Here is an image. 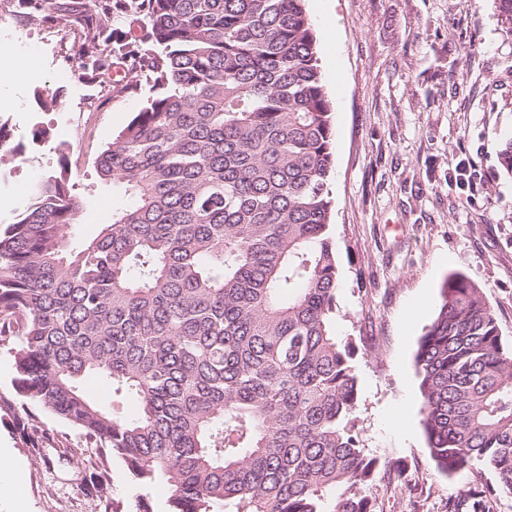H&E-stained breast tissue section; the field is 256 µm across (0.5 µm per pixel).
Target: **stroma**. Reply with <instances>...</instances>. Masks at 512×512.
Wrapping results in <instances>:
<instances>
[{
    "mask_svg": "<svg viewBox=\"0 0 512 512\" xmlns=\"http://www.w3.org/2000/svg\"><path fill=\"white\" fill-rule=\"evenodd\" d=\"M332 107L335 162L328 189L339 283L336 327L357 345L355 417L381 471L402 467L401 489L379 488V512H448L462 490L495 483L490 472L438 473L420 423L417 343L441 304L440 288L459 273L481 288L505 345L512 348V179L497 150L512 139V32L497 0H334L321 14L306 0ZM32 54L36 73L18 76L0 102V120L21 155L0 168V222H13L33 182L58 168L70 146L71 182L81 203L70 247L97 235L129 203L123 187L99 180L96 155L153 96L107 93L82 76L77 31L0 16V43ZM57 97L45 110L42 100ZM52 131L36 141L39 126ZM15 359L0 343V445L24 468L28 512H168L165 482L137 485L109 449L14 389ZM84 395L122 419L129 395L98 378ZM40 428L24 437L19 415ZM106 473L109 488L95 482Z\"/></svg>",
    "mask_w": 512,
    "mask_h": 512,
    "instance_id": "stroma-1",
    "label": "stroma"
}]
</instances>
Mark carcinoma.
<instances>
[{"mask_svg":"<svg viewBox=\"0 0 512 512\" xmlns=\"http://www.w3.org/2000/svg\"><path fill=\"white\" fill-rule=\"evenodd\" d=\"M20 18L80 33V69L134 59L121 87L159 93L95 158L132 204L80 248L69 153L0 229V341L18 395L109 449L169 512H376L378 460L353 416L356 346L336 335L334 129L305 0H24ZM155 50L138 53L120 17ZM0 121V161H16ZM497 160L512 177V140ZM415 354L421 424L442 474L512 493V351L479 287L448 276ZM94 375L137 397L117 420ZM84 395L95 404L107 409L121 419L136 416L138 406L136 401L124 392L115 393L111 385L104 384L96 377H85L80 382Z\"/></svg>","mask_w":512,"mask_h":512,"instance_id":"carcinoma-1","label":"carcinoma"}]
</instances>
